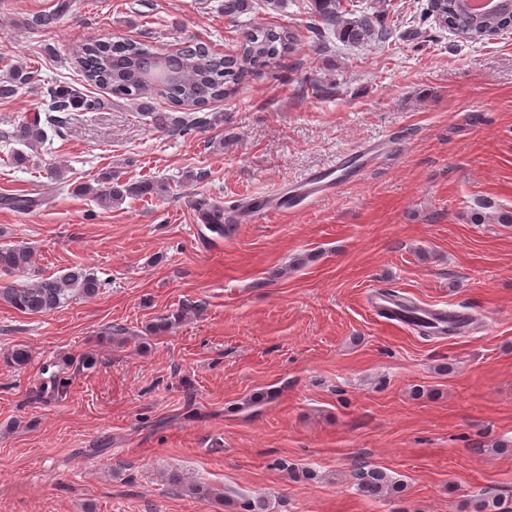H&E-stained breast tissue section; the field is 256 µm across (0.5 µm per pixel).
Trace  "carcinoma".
<instances>
[{"mask_svg": "<svg viewBox=\"0 0 512 512\" xmlns=\"http://www.w3.org/2000/svg\"><path fill=\"white\" fill-rule=\"evenodd\" d=\"M314 13L308 25L314 47L323 48L326 36L335 35L346 44H360L379 35L376 30L377 16L365 10L356 9L353 0H313ZM255 0H224V16L237 20L253 12ZM448 27V30L464 40L477 42L488 37V33H507L512 30V10L497 13H480L467 5V0H430V10L419 17L424 24L430 15ZM299 34L284 26L249 28L245 32L239 52L234 55H220L212 52L202 43L190 44L181 52V71L168 89L166 98L183 114L157 112L152 109L151 90L141 86V67L164 56L158 47L150 42L131 39L96 40L77 45L72 54L79 66L83 80L92 87L108 88L112 94L135 102L143 110L142 116L150 118L151 125L173 135H185L201 127L206 119L195 112L209 103L229 94L230 87L239 83L256 66H269L285 55L295 54L301 49ZM36 72L27 66L13 67L8 79L0 81V99H10L18 90L35 81ZM102 101L89 99L69 87L52 91L49 110L52 114L33 117L0 132L7 141L35 148L47 141L48 131L59 133L65 123L62 112L76 107L87 110L98 109ZM167 186L155 181L135 184H112V174L104 173L98 179L95 195L104 205L119 204L126 196L161 195ZM210 220L207 229L220 236L230 229L224 223V211L212 209L205 212ZM33 266V252L30 247L16 245L0 248V272L5 274L23 273ZM103 283L91 270L76 266L64 275L42 278L32 284H18L0 279V301L12 308L30 314L48 313L64 304L69 293L76 292L85 298L98 295ZM189 309L162 316L151 324L153 334L168 332L179 323ZM69 379L57 373L52 374L42 385V393L61 398L67 394ZM359 489L370 497H380L399 492L402 484L394 481L379 468L357 473ZM170 485L183 489L191 495L205 498L211 489L198 483H189L177 471L168 474Z\"/></svg>", "mask_w": 512, "mask_h": 512, "instance_id": "carcinoma-1", "label": "carcinoma"}]
</instances>
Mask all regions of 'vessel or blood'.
<instances>
[{"label":"vessel or blood","instance_id":"b4317fda","mask_svg":"<svg viewBox=\"0 0 512 512\" xmlns=\"http://www.w3.org/2000/svg\"><path fill=\"white\" fill-rule=\"evenodd\" d=\"M384 147L385 143L381 140L362 143L356 149L340 155L330 166L311 171L287 184L277 192L273 203H254L249 211L251 222H263L271 211L288 213L303 204L316 202L334 193L338 187L358 177L363 169L373 166L383 153ZM369 305L387 320L410 328L414 327L416 319H425L434 324L435 331L440 336L447 335L450 323L464 317L460 310L418 305L391 289L375 290Z\"/></svg>","mask_w":512,"mask_h":512}]
</instances>
